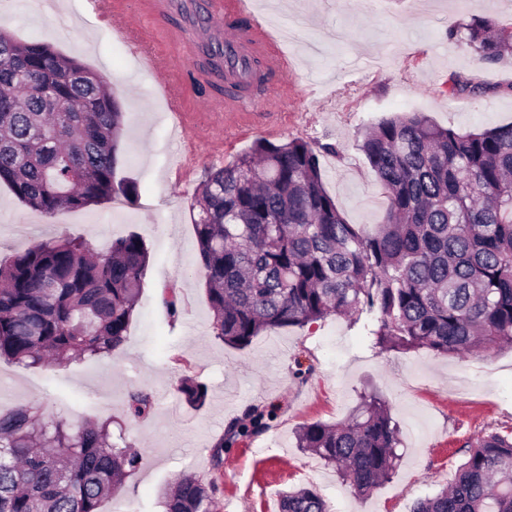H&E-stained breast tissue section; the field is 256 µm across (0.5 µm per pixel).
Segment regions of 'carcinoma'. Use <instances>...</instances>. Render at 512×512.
<instances>
[{
  "label": "carcinoma",
  "mask_w": 512,
  "mask_h": 512,
  "mask_svg": "<svg viewBox=\"0 0 512 512\" xmlns=\"http://www.w3.org/2000/svg\"><path fill=\"white\" fill-rule=\"evenodd\" d=\"M487 66L512 63V31L490 19L448 26ZM491 87L448 78V93ZM123 109L106 79L43 41L0 28V182L47 216L112 198L136 186L116 181ZM364 154L388 200L385 221L349 224L324 183L319 151L307 141L258 139L205 173L192 210L198 271L212 328L243 349L263 332L303 327L332 315L366 318L369 346L466 356L512 349V123L482 131L442 127L422 112L383 119L362 136ZM149 252L136 234L94 255L81 238L41 242L0 263V359L64 367L110 355L127 336ZM199 407L207 388L184 379ZM146 389L128 393V411L154 410ZM254 412L230 424L209 449L258 433ZM112 420L70 423L34 399L0 411V512H100L139 464L112 441ZM297 447L336 467L366 495L397 465L399 429L386 402L365 393L341 423L296 430ZM447 489L410 512H512V433L468 445ZM216 486L179 475L166 512H216ZM281 512H328L302 488L282 495Z\"/></svg>",
  "instance_id": "carcinoma-1"
}]
</instances>
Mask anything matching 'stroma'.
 Masks as SVG:
<instances>
[{
    "mask_svg": "<svg viewBox=\"0 0 512 512\" xmlns=\"http://www.w3.org/2000/svg\"><path fill=\"white\" fill-rule=\"evenodd\" d=\"M264 14L280 11L288 36L294 93L288 109L244 113L228 126L214 92L192 84L177 94L194 122L174 119L125 42L79 0H0V27L21 40H43L103 74L123 110L117 179L133 182L134 200L105 201L46 217L0 183V261L64 235L103 248L141 236L150 253L125 343L112 355L65 367L27 368L0 359V410L32 399L76 423L111 419L140 454L137 470L102 512H164V493L181 473L215 483L219 512H280V495L316 490L330 512H409L433 496L466 459L464 444L512 431V350L443 356L424 349L375 352L361 325L331 316L303 327L257 336L236 349L212 333L213 312L197 271L191 205L206 170L222 166L265 138L331 144L321 153L324 182L348 223L380 224L385 194L358 148L362 131L396 112H423L456 130L512 122V67L480 64L467 46L449 42L450 23L491 18L512 27V0H255ZM462 74L490 85L481 97L452 96L448 78ZM210 107H203L204 99ZM174 289L176 313L162 302ZM207 387L200 407L179 391L184 378ZM150 390L147 419L127 413V394ZM388 403L399 426L401 456L389 481L361 496L333 467L297 448L307 422L346 420L363 394ZM266 427L224 450L213 468L208 450L247 412Z\"/></svg>",
    "mask_w": 512,
    "mask_h": 512,
    "instance_id": "35a3bbf8",
    "label": "stroma"
}]
</instances>
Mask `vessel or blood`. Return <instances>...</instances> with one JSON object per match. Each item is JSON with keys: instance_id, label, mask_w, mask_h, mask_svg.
I'll return each instance as SVG.
<instances>
[{"instance_id": "obj_1", "label": "vessel or blood", "mask_w": 512, "mask_h": 512, "mask_svg": "<svg viewBox=\"0 0 512 512\" xmlns=\"http://www.w3.org/2000/svg\"><path fill=\"white\" fill-rule=\"evenodd\" d=\"M141 11L164 20L175 16L179 25L168 31L174 51L159 58L143 49L135 29L122 16L104 11L112 30L129 43L142 69L150 73L170 111L181 107L172 87L178 74L192 54L215 49L224 58V80L230 91L224 103L228 113L267 110L273 102L287 103L292 94L287 83L269 85L265 95L250 98L240 92V85L257 74H282L288 69V58L279 47V36L264 16L259 14L253 0H141Z\"/></svg>"}]
</instances>
